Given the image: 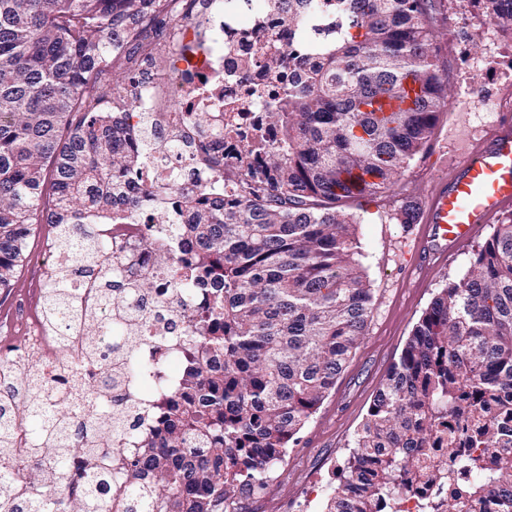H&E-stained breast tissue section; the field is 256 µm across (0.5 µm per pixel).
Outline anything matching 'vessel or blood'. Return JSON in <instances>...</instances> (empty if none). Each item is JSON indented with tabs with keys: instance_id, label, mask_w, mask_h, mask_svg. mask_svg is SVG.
<instances>
[{
	"instance_id": "b4317fda",
	"label": "vessel or blood",
	"mask_w": 512,
	"mask_h": 512,
	"mask_svg": "<svg viewBox=\"0 0 512 512\" xmlns=\"http://www.w3.org/2000/svg\"><path fill=\"white\" fill-rule=\"evenodd\" d=\"M512 211V110L498 109L489 131L455 164L448 177L424 193L416 224L410 225L413 259L402 285L426 287L502 214Z\"/></svg>"
}]
</instances>
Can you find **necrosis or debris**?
Segmentation results:
<instances>
[{"instance_id":"1","label":"necrosis or debris","mask_w":512,"mask_h":512,"mask_svg":"<svg viewBox=\"0 0 512 512\" xmlns=\"http://www.w3.org/2000/svg\"><path fill=\"white\" fill-rule=\"evenodd\" d=\"M335 13L333 0H318L316 8L305 12L303 24L292 27L288 0H183L170 17L164 42L197 47L203 63L194 66L178 56L162 59L152 72H138L136 104L126 123L134 128L143 117H150L162 148L127 181L124 193L112 203L111 218L96 226L99 236L122 245L130 265L151 276L154 294L174 304L180 301L172 273L155 267L152 247L138 245V238L153 237L162 224L188 223L182 199L197 197L203 190L209 199L223 198L232 192L233 181L257 166V157L244 151V143L252 140L255 131L271 134L266 115L269 103L281 96L289 82L300 79L303 57L320 56L314 33L331 25ZM170 175L177 179L179 200L162 207L144 205L150 186ZM55 262L53 249H46L29 301L27 338L14 355L35 356L45 368L49 387L61 382L57 362L77 352L68 322L50 330L42 318L41 295ZM171 329L170 321L145 320L140 377L135 385L114 394V406H122L131 395L142 408L153 407L177 384L183 371L182 341L164 347L153 341ZM14 357L0 359L1 372L10 369ZM431 460L444 471L447 483L416 482L411 496L399 503L400 512H419L422 501L447 502L449 485L473 483V474L441 450H434Z\"/></svg>"}]
</instances>
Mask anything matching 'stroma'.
I'll return each instance as SVG.
<instances>
[{
    "instance_id": "obj_1",
    "label": "stroma",
    "mask_w": 512,
    "mask_h": 512,
    "mask_svg": "<svg viewBox=\"0 0 512 512\" xmlns=\"http://www.w3.org/2000/svg\"><path fill=\"white\" fill-rule=\"evenodd\" d=\"M441 60L447 69V106L427 150L417 155L384 197L350 204L360 218L357 226L359 261L373 289L371 318L332 389L278 465L265 490L242 492V512H298L319 474L338 472L369 404L390 371L421 314L434 295L467 269L470 251L448 263L447 270L425 288L401 286L400 239L407 229L397 215L405 200L419 199L434 180L446 175L465 143L485 135L500 102L512 105V37L477 16L463 0H437L430 19ZM480 83L490 108H467L463 102L473 83ZM47 225H37L27 240L28 262L20 268L10 292L0 293V336L24 341L22 304L36 274L33 257L48 240Z\"/></svg>"
}]
</instances>
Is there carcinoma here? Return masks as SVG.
<instances>
[{"mask_svg": "<svg viewBox=\"0 0 512 512\" xmlns=\"http://www.w3.org/2000/svg\"><path fill=\"white\" fill-rule=\"evenodd\" d=\"M172 0H0V292L14 286L33 225H54L68 257L46 288L54 327L66 312L85 320L84 358L103 342L127 370L138 348L123 335L137 314L103 319L75 309L92 286L141 300L153 284L118 263L93 284L72 280L112 242L93 215L110 214L124 181L150 160L146 134L120 148L130 79L152 59L148 32ZM336 25L316 36L322 57L270 106L276 138L246 146L265 167L245 175L232 203L187 199L191 222L173 224L196 243L186 258L156 251L179 274L188 368L164 403L156 435L113 452L91 444L96 430H125L108 401L86 416L51 394L17 409L0 405V512H239L241 489H265L290 444L357 345L372 292L356 259L358 217L348 201L389 193L429 143L447 100V78L430 27L434 0H335ZM512 35V0H468ZM125 78L116 92L105 75ZM206 301L198 306V289ZM37 382L35 369L9 381ZM474 423L476 450L446 438L448 417ZM435 435L478 478L448 499L447 512H512V214L473 251L469 266L434 297L369 405L323 512H391L411 492L410 464ZM74 454L92 458L69 490L19 492L17 463L54 479Z\"/></svg>", "mask_w": 512, "mask_h": 512, "instance_id": "obj_1", "label": "carcinoma"}]
</instances>
